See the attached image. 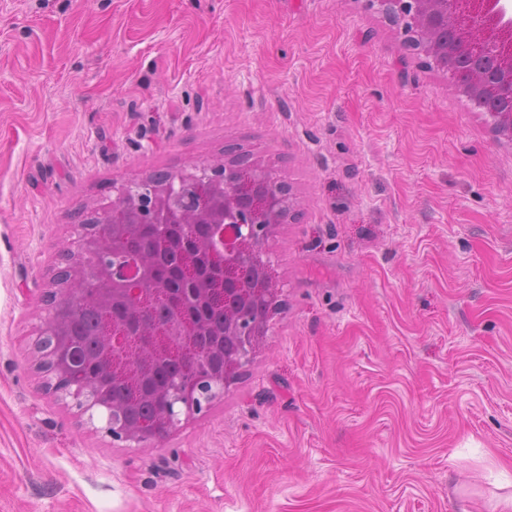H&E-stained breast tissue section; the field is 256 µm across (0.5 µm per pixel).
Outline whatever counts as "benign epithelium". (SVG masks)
Listing matches in <instances>:
<instances>
[{
	"label": "benign epithelium",
	"instance_id": "7a95c632",
	"mask_svg": "<svg viewBox=\"0 0 512 512\" xmlns=\"http://www.w3.org/2000/svg\"><path fill=\"white\" fill-rule=\"evenodd\" d=\"M375 2L450 70L455 93L512 134V0ZM291 208L289 188L240 156L123 187L111 210L79 225L83 246L58 253L34 343L46 390L89 424L103 410L104 432L139 447L208 408L246 371L281 305L263 245ZM81 309L98 316L90 356L64 335ZM143 399L160 409L135 423L129 406Z\"/></svg>",
	"mask_w": 512,
	"mask_h": 512
}]
</instances>
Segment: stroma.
Wrapping results in <instances>:
<instances>
[{
  "label": "stroma",
  "mask_w": 512,
  "mask_h": 512,
  "mask_svg": "<svg viewBox=\"0 0 512 512\" xmlns=\"http://www.w3.org/2000/svg\"><path fill=\"white\" fill-rule=\"evenodd\" d=\"M248 151L296 217L245 374L147 447L43 389L59 249ZM512 474V137L374 0H0V512H492Z\"/></svg>",
  "instance_id": "obj_1"
}]
</instances>
